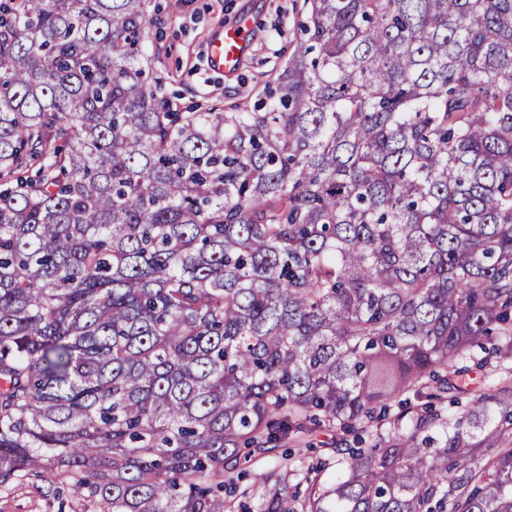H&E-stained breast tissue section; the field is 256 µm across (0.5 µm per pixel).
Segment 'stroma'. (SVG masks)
<instances>
[{
    "instance_id": "1",
    "label": "stroma",
    "mask_w": 512,
    "mask_h": 512,
    "mask_svg": "<svg viewBox=\"0 0 512 512\" xmlns=\"http://www.w3.org/2000/svg\"><path fill=\"white\" fill-rule=\"evenodd\" d=\"M302 0H149L146 49L165 77L164 94L171 111L201 112L238 102H256L265 74L285 65ZM250 16L254 28L236 72L223 75L209 64L207 47L213 35ZM335 438L316 430L304 443L291 445L288 459L253 461L251 471H267L288 462L295 469L317 458L335 463Z\"/></svg>"
}]
</instances>
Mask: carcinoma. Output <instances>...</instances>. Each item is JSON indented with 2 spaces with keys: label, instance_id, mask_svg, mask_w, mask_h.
Returning a JSON list of instances; mask_svg holds the SVG:
<instances>
[{
  "label": "carcinoma",
  "instance_id": "1",
  "mask_svg": "<svg viewBox=\"0 0 512 512\" xmlns=\"http://www.w3.org/2000/svg\"><path fill=\"white\" fill-rule=\"evenodd\" d=\"M304 3L265 106L167 112L145 0H0V491L229 512L315 427L254 512H512V388L448 413L512 359V0ZM496 361V359H492L481 368L468 363L471 366V370L468 374L464 375L461 381L463 392L458 394L460 404H455L454 407H448V409L456 411L469 406L477 394L484 392L490 386L505 379L506 375L498 370ZM334 433L317 429L311 436L302 438V444L289 443L288 451L292 453L288 456V466L299 469L302 465L308 464V461L321 458L329 463L328 469L324 472L322 480L329 483L330 477L336 472V455L331 448L336 446L335 439L339 440L338 435ZM304 462V463H302Z\"/></svg>",
  "mask_w": 512,
  "mask_h": 512
}]
</instances>
